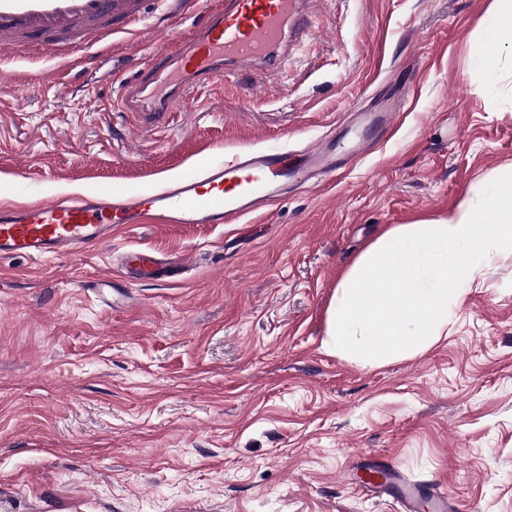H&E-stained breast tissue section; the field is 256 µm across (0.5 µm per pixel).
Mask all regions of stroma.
I'll return each mask as SVG.
<instances>
[{"instance_id":"obj_1","label":"stroma","mask_w":512,"mask_h":512,"mask_svg":"<svg viewBox=\"0 0 512 512\" xmlns=\"http://www.w3.org/2000/svg\"><path fill=\"white\" fill-rule=\"evenodd\" d=\"M492 0H318L281 72L188 92L160 120L111 112L112 66L176 36L145 21L88 67L0 51V205L18 171L50 193L164 186L258 148L352 133L334 181L236 224H140L83 257L0 258V512H399L364 458L468 512H512V258L480 266L448 335L365 368L321 347L341 273L386 226L442 217L512 164V80L474 72ZM399 103L394 128H350ZM186 257L172 282L102 301L127 246Z\"/></svg>"}]
</instances>
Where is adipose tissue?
<instances>
[{"instance_id":"ef3b65f1","label":"adipose tissue","mask_w":512,"mask_h":512,"mask_svg":"<svg viewBox=\"0 0 512 512\" xmlns=\"http://www.w3.org/2000/svg\"><path fill=\"white\" fill-rule=\"evenodd\" d=\"M483 39L469 44L477 71L512 67V0H493ZM497 189H474L448 217L383 230L342 276L321 346L364 367L411 359L448 333V319L483 261L512 257V165Z\"/></svg>"}]
</instances>
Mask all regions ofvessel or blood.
<instances>
[{"mask_svg":"<svg viewBox=\"0 0 512 512\" xmlns=\"http://www.w3.org/2000/svg\"><path fill=\"white\" fill-rule=\"evenodd\" d=\"M145 0H0V50L21 57L89 60L90 49L145 20ZM156 22L189 20L175 40L141 64L134 79L114 74L121 112L159 115L176 111L191 90L222 84L235 72L286 65L288 48L312 31L311 0H164ZM354 148L341 139H320L297 150L268 148L209 163L183 174L158 192L103 188L73 203L43 194L26 175L18 191L32 203L0 206V256L45 260L83 255L89 245L111 240L130 224H233L266 208L288 191L336 176L339 162H353ZM123 265L138 280L180 277L184 261L129 248ZM364 491L390 492L401 512H461L456 499L434 486L397 475L383 463L365 464Z\"/></svg>","mask_w":512,"mask_h":512,"instance_id":"b4317fda","label":"vessel or blood"}]
</instances>
